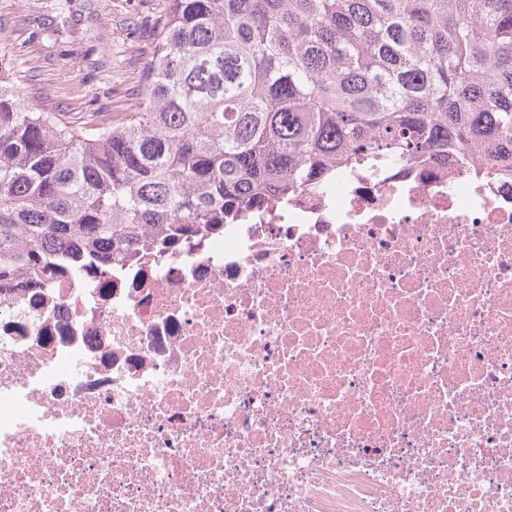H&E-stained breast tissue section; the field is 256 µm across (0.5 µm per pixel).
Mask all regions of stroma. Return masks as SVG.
<instances>
[{
	"mask_svg": "<svg viewBox=\"0 0 512 512\" xmlns=\"http://www.w3.org/2000/svg\"><path fill=\"white\" fill-rule=\"evenodd\" d=\"M0 0V52L27 103L68 121L129 112L155 50V17L166 0Z\"/></svg>",
	"mask_w": 512,
	"mask_h": 512,
	"instance_id": "35a3bbf8",
	"label": "stroma"
}]
</instances>
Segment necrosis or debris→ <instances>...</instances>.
I'll list each match as a JSON object with an SVG mask.
<instances>
[{"instance_id": "obj_1", "label": "necrosis or debris", "mask_w": 512, "mask_h": 512, "mask_svg": "<svg viewBox=\"0 0 512 512\" xmlns=\"http://www.w3.org/2000/svg\"><path fill=\"white\" fill-rule=\"evenodd\" d=\"M0 290V512H512V179L337 172Z\"/></svg>"}]
</instances>
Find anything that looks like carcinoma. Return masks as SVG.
<instances>
[{
  "instance_id": "carcinoma-1",
  "label": "carcinoma",
  "mask_w": 512,
  "mask_h": 512,
  "mask_svg": "<svg viewBox=\"0 0 512 512\" xmlns=\"http://www.w3.org/2000/svg\"><path fill=\"white\" fill-rule=\"evenodd\" d=\"M139 107L79 125L0 55V289L172 245L334 168L512 176V0H167Z\"/></svg>"
}]
</instances>
